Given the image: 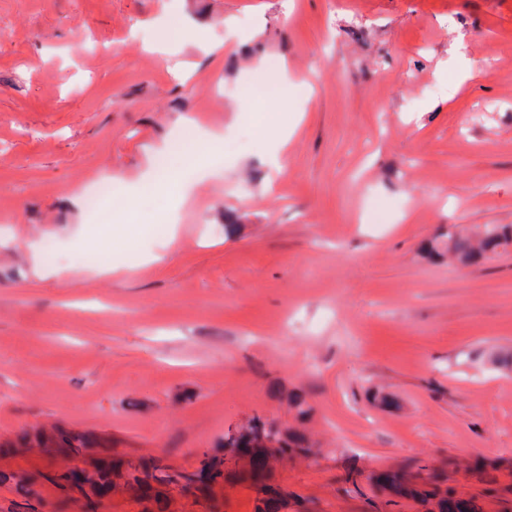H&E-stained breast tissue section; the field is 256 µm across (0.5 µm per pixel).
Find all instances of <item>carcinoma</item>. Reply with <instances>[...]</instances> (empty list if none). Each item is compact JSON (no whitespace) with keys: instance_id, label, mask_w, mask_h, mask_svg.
Masks as SVG:
<instances>
[{"instance_id":"obj_1","label":"carcinoma","mask_w":512,"mask_h":512,"mask_svg":"<svg viewBox=\"0 0 512 512\" xmlns=\"http://www.w3.org/2000/svg\"><path fill=\"white\" fill-rule=\"evenodd\" d=\"M512 245V228L499 225L485 226L476 233H448V258L464 265L488 260L498 250ZM11 446L17 449L41 448L59 456L66 464L55 469L48 480L78 494L83 512H97L99 498L112 490L120 481L140 502L147 492L155 489L157 495H165V502L178 496L203 503L207 512L218 509L215 489L234 474H243L251 481L256 492L255 512H300V503L287 491H279L268 483L270 459L278 455L310 456L314 444L305 434L283 429L274 422L253 419L248 426L224 436L218 450H206L201 454L198 467L192 472L171 470L158 459H118L107 469L96 458L101 442L89 434L51 428L50 432L35 435L25 431ZM244 448L252 455L248 467L240 466L234 458V449ZM14 481L16 493L30 497L36 495L37 479L28 475L0 474V482ZM376 492L389 496L382 505L372 504L375 509L395 504L397 498L419 502L425 512H480L478 501L464 498L449 484L444 469L391 470L374 481Z\"/></svg>"}]
</instances>
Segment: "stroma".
I'll return each instance as SVG.
<instances>
[{"label":"stroma","instance_id":"stroma-1","mask_svg":"<svg viewBox=\"0 0 512 512\" xmlns=\"http://www.w3.org/2000/svg\"><path fill=\"white\" fill-rule=\"evenodd\" d=\"M280 64L308 101L266 94ZM271 112L295 131L268 195ZM105 176L134 204L99 224ZM487 224H512V0H0V440L189 470L259 416L316 442L272 470L312 512H368L346 470L408 462L512 512V375L469 361L512 349V247L461 267L446 238ZM58 465L1 451L41 482L0 512H82ZM86 207L98 214L101 224L112 223V183L103 182L86 196Z\"/></svg>","mask_w":512,"mask_h":512}]
</instances>
